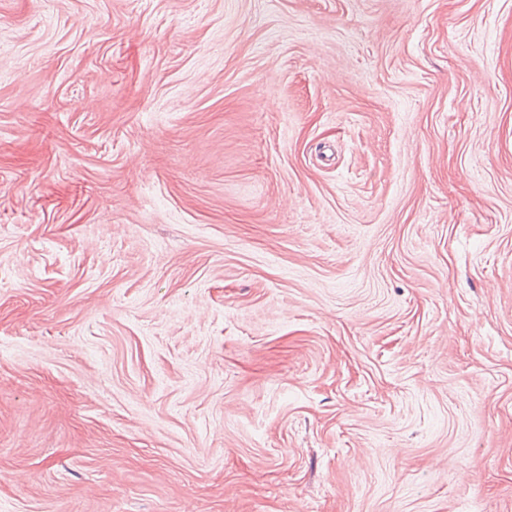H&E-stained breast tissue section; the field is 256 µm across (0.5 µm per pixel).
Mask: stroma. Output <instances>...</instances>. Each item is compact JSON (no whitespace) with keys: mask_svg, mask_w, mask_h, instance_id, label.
Segmentation results:
<instances>
[{"mask_svg":"<svg viewBox=\"0 0 512 512\" xmlns=\"http://www.w3.org/2000/svg\"><path fill=\"white\" fill-rule=\"evenodd\" d=\"M0 512H512V0H0Z\"/></svg>","mask_w":512,"mask_h":512,"instance_id":"35a3bbf8","label":"stroma"}]
</instances>
